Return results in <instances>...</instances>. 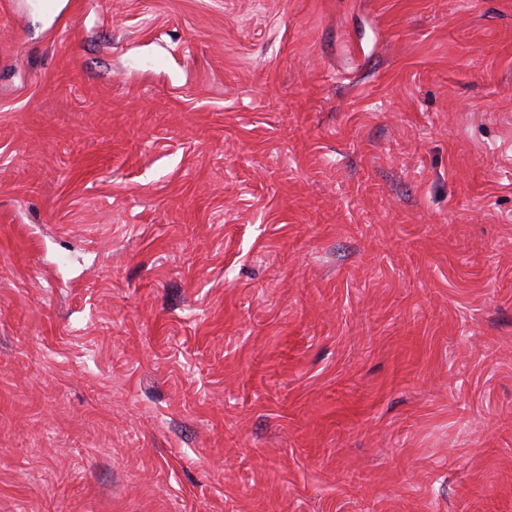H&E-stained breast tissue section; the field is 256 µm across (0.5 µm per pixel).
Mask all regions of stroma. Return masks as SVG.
I'll use <instances>...</instances> for the list:
<instances>
[{
    "label": "stroma",
    "mask_w": 512,
    "mask_h": 512,
    "mask_svg": "<svg viewBox=\"0 0 512 512\" xmlns=\"http://www.w3.org/2000/svg\"><path fill=\"white\" fill-rule=\"evenodd\" d=\"M0 8V512H512V0Z\"/></svg>",
    "instance_id": "35a3bbf8"
}]
</instances>
